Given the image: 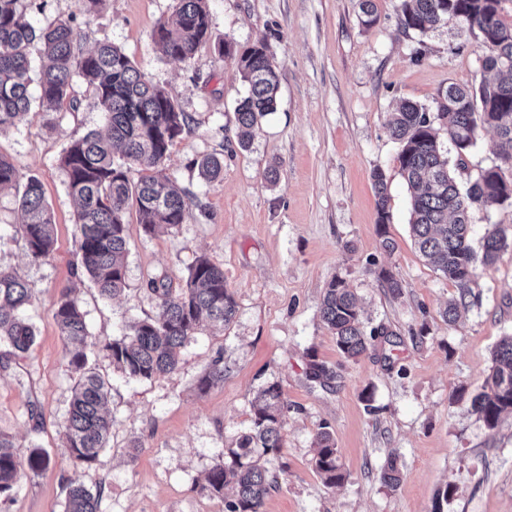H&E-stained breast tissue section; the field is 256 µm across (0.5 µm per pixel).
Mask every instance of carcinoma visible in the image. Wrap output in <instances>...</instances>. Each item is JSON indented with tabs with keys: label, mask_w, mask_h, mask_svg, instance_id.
Segmentation results:
<instances>
[{
	"label": "carcinoma",
	"mask_w": 512,
	"mask_h": 512,
	"mask_svg": "<svg viewBox=\"0 0 512 512\" xmlns=\"http://www.w3.org/2000/svg\"><path fill=\"white\" fill-rule=\"evenodd\" d=\"M505 0H400L399 22L404 31L426 36L441 27L467 29L478 39L482 69L479 84H448L443 101L432 113L425 106L404 101L391 113L387 129L400 147L401 175L410 192V230L422 257L459 289L458 299L448 304L442 317L455 322L461 311L475 302L472 292L477 270L492 266L501 254L512 251V233L496 225L486 231L480 246L471 240L473 214L492 206H512V24L502 18ZM163 54L173 60H193L211 41V17L207 0H177L174 16L152 32ZM76 35L71 24L47 19L33 24L25 0H0V130L20 123L32 101L46 111L63 105L77 109V84L91 91L104 113L107 133L91 130L69 143L61 159L67 188L78 204L76 271L87 277L100 296L111 298L126 287L128 253L126 218L135 211L148 234L174 227L185 220L190 196L174 188L161 166L170 147L189 128L191 115L164 88L146 78L118 46L102 42L84 54L75 52ZM39 45L46 64L34 79L29 51ZM219 52L237 60L247 95L236 108L238 142L249 145L259 121L276 111L279 79L267 43L258 39L245 46L232 41ZM37 83V96L30 86ZM446 127L455 162L438 142L434 123ZM491 130L497 137L499 163L471 173L465 158L478 136ZM200 178L213 182L223 172V160L203 155L194 160ZM377 224L384 249H395L386 237L390 221V196L384 173H373ZM17 190L16 205L23 216L20 231L30 261L47 260L53 253L55 224L45 202L41 182L28 176L11 161L0 157V190ZM148 290L159 301V315L131 324L121 335L101 341L89 330L85 312L71 288L62 290L53 316L63 350L78 375L65 413V454L73 466L89 469L107 448L112 435V416L105 405L112 383L92 363L102 352L128 380L149 381L177 367V353L195 338L201 320L230 324L236 302L224 283V271L206 257L188 268L183 283L152 278ZM32 288L12 269L0 266V342L13 354L28 353L35 330L25 317ZM320 314L336 336L341 354L355 360L366 353L383 327L365 331L360 321L358 298L341 279L324 289ZM306 376L324 384L331 379L325 365L311 360ZM224 381V359L216 358L199 380L207 389ZM471 408L488 426L502 413L512 411V335L496 345L492 366ZM250 430L242 434L229 461L219 455L205 477L201 491L224 494L233 485L234 495L225 500V512H262L264 500L277 476L261 464L262 457L278 453L288 402L281 387L271 383L259 390L252 402ZM315 468L323 483L333 488L345 481L331 434L316 437ZM13 437L0 432V497H9L18 481L35 476L51 463V456L35 448L22 456ZM381 478L390 488L401 479L396 460L384 466ZM100 493L83 485L69 487L65 512H101Z\"/></svg>",
	"instance_id": "obj_1"
}]
</instances>
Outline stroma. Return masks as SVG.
<instances>
[{
	"label": "stroma",
	"instance_id": "obj_1",
	"mask_svg": "<svg viewBox=\"0 0 512 512\" xmlns=\"http://www.w3.org/2000/svg\"><path fill=\"white\" fill-rule=\"evenodd\" d=\"M208 6L210 43L194 60L179 62L162 57L151 38L176 0H107L94 13L84 0H28L33 23L69 21L83 52L104 41L121 47L192 115L164 172L193 203L183 224L151 235L129 215L126 289L102 298L72 274L76 204L61 167L68 143L103 125L92 94L80 92L78 111L35 107L0 131V156L39 178L56 229L49 260L29 261L15 232V192L0 191V265L32 286L28 315L36 331L26 354L0 344V432L13 436L21 453L38 446L53 459L1 498L0 512H64L75 484L100 491L102 512H224L223 497L199 486L216 456L249 430L252 401L271 382L280 384L290 410L281 452L262 459L279 478L263 512H432L446 487L443 512H512V413L491 428L470 407L496 344L512 334V252L479 269V305L455 324L444 322L440 312L458 289L414 245L399 146L386 127L402 100L432 109L449 83L478 82L476 38L452 25L424 37L404 32L398 0H374L369 28L359 0ZM258 39L277 65L279 102L244 149L235 109L245 84L236 60L218 46ZM207 154L224 160L212 183L192 166ZM377 168L390 195L391 222L383 230L372 181ZM386 237L394 251L383 248ZM200 256L223 269L235 319L206 325L182 349L176 369L150 381L126 380L109 359L97 358L112 380V437L92 468L73 467L62 433L75 375L53 317L61 289H74L93 335L114 337L157 315L149 278L180 281ZM384 271L401 283L400 294L384 288ZM335 278L358 296L364 327H387L392 342L377 339L355 360L340 354L319 310ZM219 357L223 382L199 390ZM312 360L332 372L327 385L307 380ZM35 402L42 406L37 425L28 417ZM323 430L332 433L347 473L332 490L314 466ZM391 458L402 475L394 488L380 478Z\"/></svg>",
	"mask_w": 512,
	"mask_h": 512
}]
</instances>
